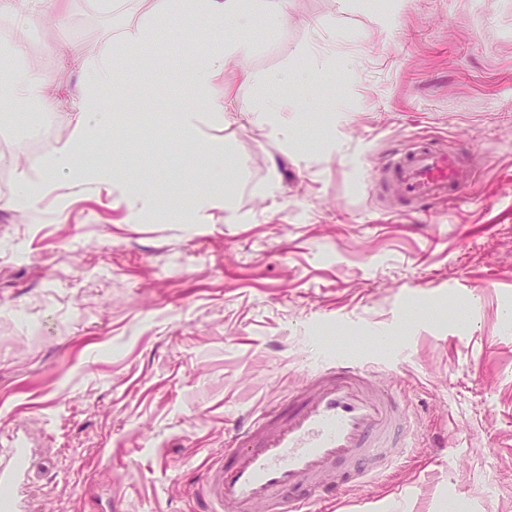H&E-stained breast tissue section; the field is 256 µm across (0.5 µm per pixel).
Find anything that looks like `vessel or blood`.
<instances>
[{
  "label": "vessel or blood",
  "instance_id": "b4317fda",
  "mask_svg": "<svg viewBox=\"0 0 512 512\" xmlns=\"http://www.w3.org/2000/svg\"><path fill=\"white\" fill-rule=\"evenodd\" d=\"M388 180L405 200L438 201L463 186L459 157L421 143L395 154ZM406 407L393 385L348 354L326 352L308 385L286 406L240 420L200 491L209 512H307L309 496L353 481L373 483L382 463L415 448ZM25 451H0V512H15L13 491Z\"/></svg>",
  "mask_w": 512,
  "mask_h": 512
}]
</instances>
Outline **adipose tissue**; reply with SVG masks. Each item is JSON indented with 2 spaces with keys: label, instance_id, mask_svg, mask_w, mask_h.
Here are the masks:
<instances>
[{
  "label": "adipose tissue",
  "instance_id": "adipose-tissue-1",
  "mask_svg": "<svg viewBox=\"0 0 512 512\" xmlns=\"http://www.w3.org/2000/svg\"><path fill=\"white\" fill-rule=\"evenodd\" d=\"M257 17L269 25L287 23L288 0H254V7L249 11L243 10L241 0H193L191 19L206 28L214 48L204 62L189 70L186 77L191 103L180 114L179 133L188 146L201 144L203 124L230 120L228 105L214 94L213 88L230 65L239 64L245 47L225 42L224 27L230 24L243 29ZM65 57L69 67L90 72L88 80L78 88L63 90L70 109L62 118L71 128V138L51 154L30 159L29 170L22 173L14 195L0 198L1 210H11L21 204L36 208L43 197L57 190V177L61 174L95 186L109 188L114 183L111 168L87 166L83 158L93 146L102 143L104 135L116 122L115 115L107 112L101 94L103 86L115 83L116 71L108 57L87 61L75 43L67 46Z\"/></svg>",
  "mask_w": 512,
  "mask_h": 512
}]
</instances>
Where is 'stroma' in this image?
Here are the masks:
<instances>
[{
	"mask_svg": "<svg viewBox=\"0 0 512 512\" xmlns=\"http://www.w3.org/2000/svg\"><path fill=\"white\" fill-rule=\"evenodd\" d=\"M226 38L252 75L226 89L292 103L289 149L245 115L198 148L172 137L208 36L154 0L0 17V90L23 68L83 82L70 42L112 58L115 150L89 159L155 191L132 208L73 183L0 210V449L29 451L16 512H200L229 429L304 387L328 337L366 334L397 339L350 350L403 391L420 444L312 512H512V0H290L287 24ZM421 140L464 157V193L379 205L372 182ZM218 165L235 213L198 217L183 204Z\"/></svg>",
	"mask_w": 512,
	"mask_h": 512,
	"instance_id": "stroma-1",
	"label": "stroma"
}]
</instances>
